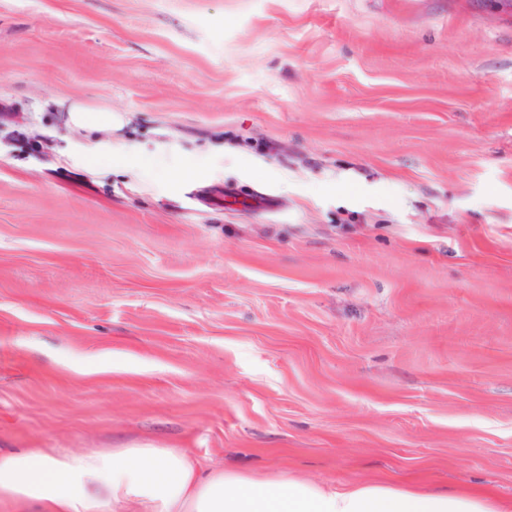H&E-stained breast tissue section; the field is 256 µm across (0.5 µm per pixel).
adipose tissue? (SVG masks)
<instances>
[{
    "label": "adipose tissue",
    "instance_id": "1",
    "mask_svg": "<svg viewBox=\"0 0 512 512\" xmlns=\"http://www.w3.org/2000/svg\"><path fill=\"white\" fill-rule=\"evenodd\" d=\"M122 115L74 103L66 124L122 128ZM0 501L44 512H504L494 496L374 482L334 485L300 476L202 466L177 448L0 453Z\"/></svg>",
    "mask_w": 512,
    "mask_h": 512
}]
</instances>
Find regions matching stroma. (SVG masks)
<instances>
[{
    "mask_svg": "<svg viewBox=\"0 0 512 512\" xmlns=\"http://www.w3.org/2000/svg\"><path fill=\"white\" fill-rule=\"evenodd\" d=\"M74 101L128 122L68 129ZM28 448L512 503V15L0 0V451Z\"/></svg>",
    "mask_w": 512,
    "mask_h": 512,
    "instance_id": "obj_1",
    "label": "stroma"
}]
</instances>
